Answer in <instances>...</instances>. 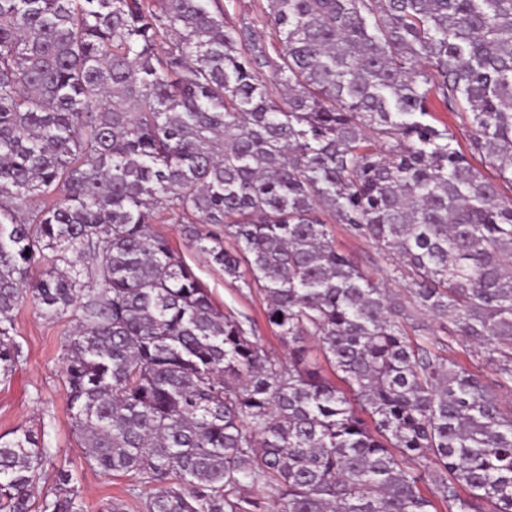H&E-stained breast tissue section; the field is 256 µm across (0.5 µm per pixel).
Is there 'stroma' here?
I'll use <instances>...</instances> for the list:
<instances>
[{
	"label": "stroma",
	"instance_id": "35a3bbf8",
	"mask_svg": "<svg viewBox=\"0 0 512 512\" xmlns=\"http://www.w3.org/2000/svg\"><path fill=\"white\" fill-rule=\"evenodd\" d=\"M152 230L169 240L209 289L219 308L251 321L269 351L282 357L287 355V347L266 320V300L262 292L225 278L223 270L188 246L183 225L158 223ZM330 231L337 247L350 254L365 272L379 280L384 288L402 292L401 279L391 276L372 242L351 235L340 224L331 225ZM14 315L15 336L25 358L11 377L0 381V435L18 428L43 434L57 454L58 465L71 471L87 512H100L102 504L115 498L128 499L132 476H105L92 469L71 426L63 372L64 349L73 326L70 317H46L29 301L20 303Z\"/></svg>",
	"mask_w": 512,
	"mask_h": 512
}]
</instances>
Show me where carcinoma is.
<instances>
[{"mask_svg": "<svg viewBox=\"0 0 512 512\" xmlns=\"http://www.w3.org/2000/svg\"><path fill=\"white\" fill-rule=\"evenodd\" d=\"M263 17L277 41L220 0H0V378L19 302L73 317L72 428L100 473L138 477L143 512H512V197L421 121L460 116L512 186V0ZM162 214L264 293L287 358L215 305ZM49 252L64 267L29 280ZM55 457L0 436V512H31L49 470L38 512H85ZM328 225L339 249L350 254L359 266L376 280H379L384 288L394 293L403 292V281L394 277L387 270L389 265L379 257L378 250L372 242L351 235L343 224Z\"/></svg>", "mask_w": 512, "mask_h": 512, "instance_id": "1", "label": "carcinoma"}]
</instances>
